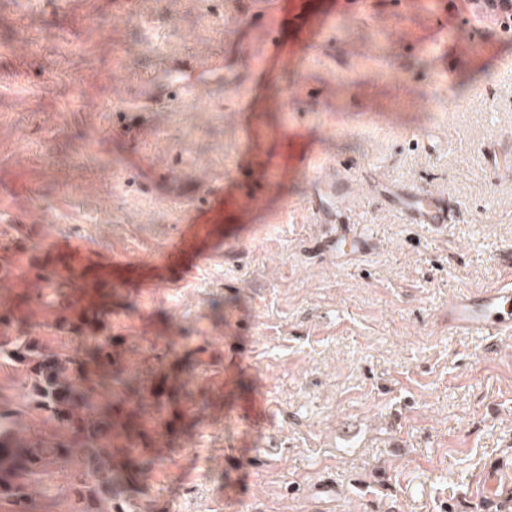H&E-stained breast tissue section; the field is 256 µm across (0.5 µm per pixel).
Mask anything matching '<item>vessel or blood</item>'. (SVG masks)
<instances>
[{
  "mask_svg": "<svg viewBox=\"0 0 512 512\" xmlns=\"http://www.w3.org/2000/svg\"><path fill=\"white\" fill-rule=\"evenodd\" d=\"M303 167L311 173L316 188L313 209L322 222L334 227L329 245L335 250L337 259L345 260L365 252L369 246L368 235L358 225L335 221V170L320 167L313 155L305 157ZM368 189L383 198L386 206L400 211L405 223L425 224L437 231L447 230L448 204L442 194L414 184L399 187L372 182ZM188 242V235H181L161 257L151 261L152 274L141 280L142 291L153 292L159 284L172 282L178 276L190 277L197 271L206 257L199 253L192 262H185ZM448 330L462 336L512 335V282L469 288L453 295L448 301ZM511 496L512 474L501 463H490L480 480L481 501L498 508Z\"/></svg>",
  "mask_w": 512,
  "mask_h": 512,
  "instance_id": "1",
  "label": "vessel or blood"
}]
</instances>
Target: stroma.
<instances>
[{
    "mask_svg": "<svg viewBox=\"0 0 512 512\" xmlns=\"http://www.w3.org/2000/svg\"><path fill=\"white\" fill-rule=\"evenodd\" d=\"M314 3L324 46L272 65L230 0H0V226L20 242L0 265L100 282L92 255L134 260L97 296L110 334L133 362L194 364L210 404H177L141 512H485L481 474L512 460V335L448 332L453 294L512 275V39L460 0ZM445 16L473 50L429 47ZM307 148L344 165L336 221L370 253L337 261L306 170L269 186L239 169ZM370 180L445 195L447 232L404 223ZM240 186L264 207L229 205ZM190 218L209 261L140 292V261ZM45 221L69 250L48 252Z\"/></svg>",
    "mask_w": 512,
    "mask_h": 512,
    "instance_id": "35a3bbf8",
    "label": "stroma"
}]
</instances>
